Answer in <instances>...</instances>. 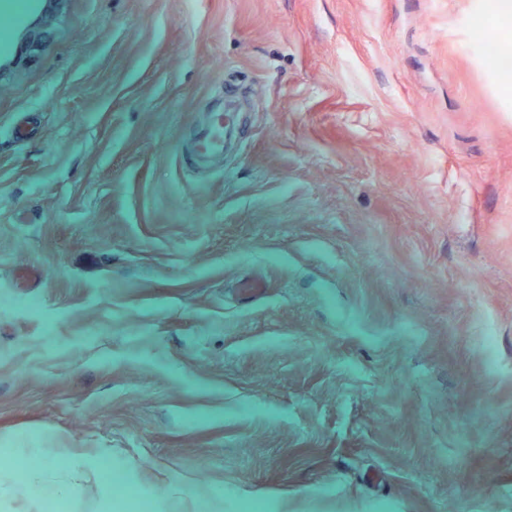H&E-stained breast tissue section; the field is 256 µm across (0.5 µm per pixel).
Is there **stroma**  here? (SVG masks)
<instances>
[{"label":"stroma","mask_w":512,"mask_h":512,"mask_svg":"<svg viewBox=\"0 0 512 512\" xmlns=\"http://www.w3.org/2000/svg\"><path fill=\"white\" fill-rule=\"evenodd\" d=\"M28 2L0 38V512L65 485L58 512H512V111L473 0Z\"/></svg>","instance_id":"obj_1"}]
</instances>
